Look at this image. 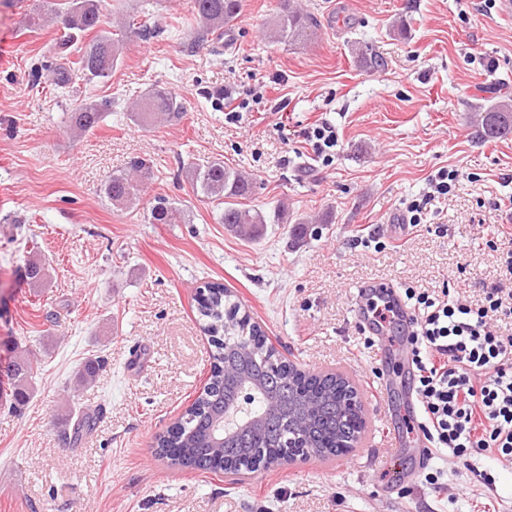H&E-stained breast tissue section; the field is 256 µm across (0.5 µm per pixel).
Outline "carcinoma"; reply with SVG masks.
<instances>
[{"instance_id": "1", "label": "carcinoma", "mask_w": 512, "mask_h": 512, "mask_svg": "<svg viewBox=\"0 0 512 512\" xmlns=\"http://www.w3.org/2000/svg\"><path fill=\"white\" fill-rule=\"evenodd\" d=\"M241 11V0H192V14L201 40L221 34ZM69 40H77L102 22L100 0H67ZM318 26L298 0H279V6L266 30L270 44L305 41ZM120 40L97 37L79 49L74 64L89 81L106 79L117 64ZM107 103H84L70 113V126L81 134L97 128L104 120ZM183 106L167 92L157 89L140 98L131 108L130 119L148 127L158 120L180 117ZM476 136L491 141L512 132V99L500 97L478 107ZM133 174L114 173L103 184L104 194L116 205H128L139 198L141 182L149 177L150 166L143 159L130 163ZM193 186L208 199L224 203L221 222L242 239H253L262 231L267 217L247 207L245 200L253 193V179L218 161H204L190 166ZM180 209L164 196H156L149 209V223L177 224ZM26 278L35 285L49 277V264L35 260L25 267ZM201 330L210 338V371L202 390L178 418L177 423L155 437L156 454L167 459L175 469L208 472L224 471V458L240 454H268L270 465H279L276 451L284 442L290 424L304 428L312 458L328 461L345 455L359 443L365 423L347 416L345 393L355 394L353 385L337 373H310L282 359L268 345L261 326L240 305L232 292L221 283H207L197 295ZM34 366L21 354L9 365L12 400L21 404L30 398ZM253 380L259 390L247 400L251 416L262 417L253 428H244L224 444L213 439L218 419L231 405L240 377ZM97 417L83 412L74 429L73 441L93 430Z\"/></svg>"}]
</instances>
